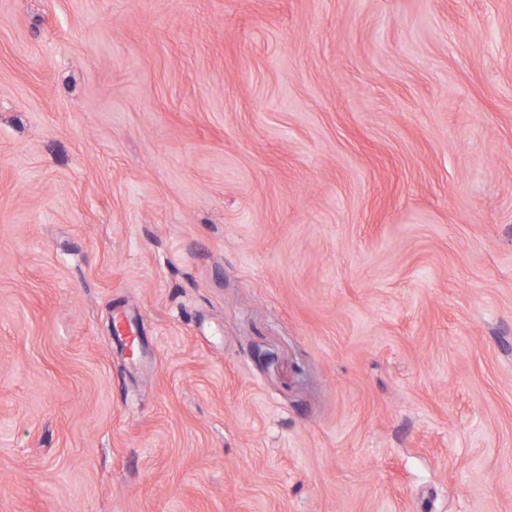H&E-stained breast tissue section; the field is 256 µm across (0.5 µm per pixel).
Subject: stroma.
I'll return each mask as SVG.
<instances>
[{"instance_id":"stroma-1","label":"stroma","mask_w":512,"mask_h":512,"mask_svg":"<svg viewBox=\"0 0 512 512\" xmlns=\"http://www.w3.org/2000/svg\"><path fill=\"white\" fill-rule=\"evenodd\" d=\"M0 512H512V0H0ZM112 331L115 338L122 341L134 353L140 343L136 325L126 315L117 314L113 317Z\"/></svg>"}]
</instances>
